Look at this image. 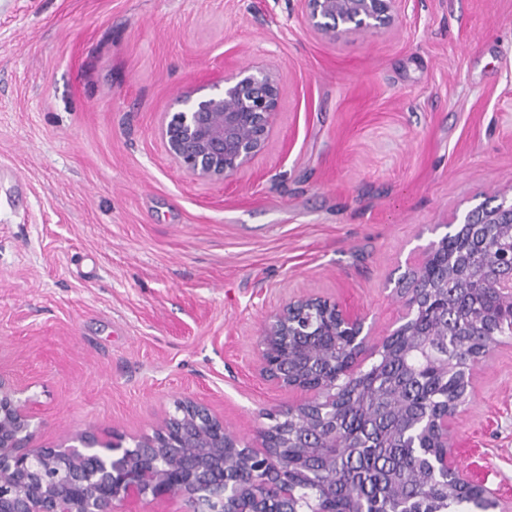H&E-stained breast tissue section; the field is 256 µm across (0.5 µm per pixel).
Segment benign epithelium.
Wrapping results in <instances>:
<instances>
[{
    "label": "benign epithelium",
    "mask_w": 512,
    "mask_h": 512,
    "mask_svg": "<svg viewBox=\"0 0 512 512\" xmlns=\"http://www.w3.org/2000/svg\"><path fill=\"white\" fill-rule=\"evenodd\" d=\"M306 24L316 33L334 37L393 25L408 0H302ZM213 93L199 96L188 89L180 108L165 115L161 136L166 151L187 175L222 182L236 176L266 147L281 86L275 73L262 67H242L212 84ZM450 231L427 253L422 263L398 278L396 291L405 298L401 324L379 342L364 331L359 311L321 297L291 299L273 311L259 335L256 369L266 381L285 389L312 394L290 406L315 433L314 447L328 465L336 461V422L342 402L332 381L336 365L351 383L363 354L378 355L402 336H419L432 349H448L456 335L448 325V309L457 293L473 297L490 288L498 310L488 335L512 336V198L488 200L448 224ZM462 376L471 388L473 365L448 368L434 362L418 380L432 373ZM18 390L0 380V512H119L131 499L181 495L198 503L202 512H273L271 499L283 504L278 512H298L296 491L304 474L281 461V449L309 446L286 435L282 414L257 431V445L231 434L224 417L191 398L177 413L163 418L152 435L100 439L91 431L67 436L60 448L37 444L28 405ZM443 415L426 425L414 408L403 411L404 444L421 447L424 436L442 452L418 457V466L401 479L426 480L440 473L455 493L484 492L483 484L458 465L457 439ZM66 476L68 491L47 480L46 472Z\"/></svg>",
    "instance_id": "obj_1"
}]
</instances>
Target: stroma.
<instances>
[{
    "label": "stroma",
    "mask_w": 512,
    "mask_h": 512,
    "mask_svg": "<svg viewBox=\"0 0 512 512\" xmlns=\"http://www.w3.org/2000/svg\"><path fill=\"white\" fill-rule=\"evenodd\" d=\"M246 66L282 86L240 174L165 150L190 87ZM512 190V0H409L328 38L301 0H0V378L47 446L153 434L191 397L252 440L301 400L255 369L302 294L397 326L395 280ZM460 462L512 512V342L473 371Z\"/></svg>",
    "instance_id": "1"
}]
</instances>
